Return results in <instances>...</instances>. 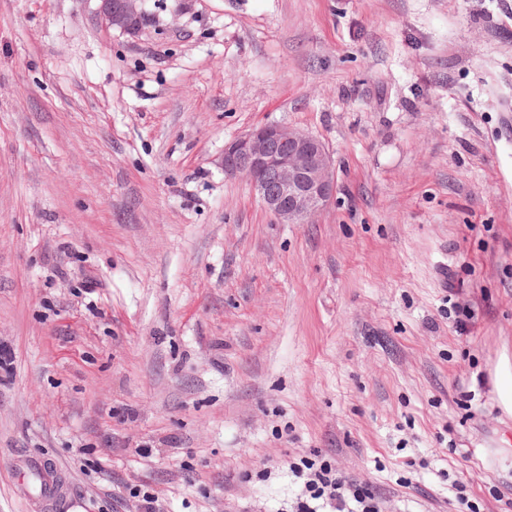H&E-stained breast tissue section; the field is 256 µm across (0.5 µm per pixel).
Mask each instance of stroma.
I'll list each match as a JSON object with an SVG mask.
<instances>
[{
  "label": "stroma",
  "instance_id": "35a3bbf8",
  "mask_svg": "<svg viewBox=\"0 0 512 512\" xmlns=\"http://www.w3.org/2000/svg\"><path fill=\"white\" fill-rule=\"evenodd\" d=\"M0 0V512H287L321 451L384 512H512V0ZM320 139L281 224L224 145ZM99 16L106 27L122 33L133 34L138 29V22L143 24L145 16L139 8L140 0H100ZM141 17V19H140ZM490 374L497 405L504 416L512 418V355L505 348Z\"/></svg>",
  "mask_w": 512,
  "mask_h": 512
}]
</instances>
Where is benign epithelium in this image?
<instances>
[{
	"instance_id": "obj_1",
	"label": "benign epithelium",
	"mask_w": 512,
	"mask_h": 512,
	"mask_svg": "<svg viewBox=\"0 0 512 512\" xmlns=\"http://www.w3.org/2000/svg\"><path fill=\"white\" fill-rule=\"evenodd\" d=\"M140 0H101L105 26L133 34ZM224 171L246 174L265 207L281 224H301L322 210L336 192L333 163L316 137L265 124L224 145Z\"/></svg>"
}]
</instances>
